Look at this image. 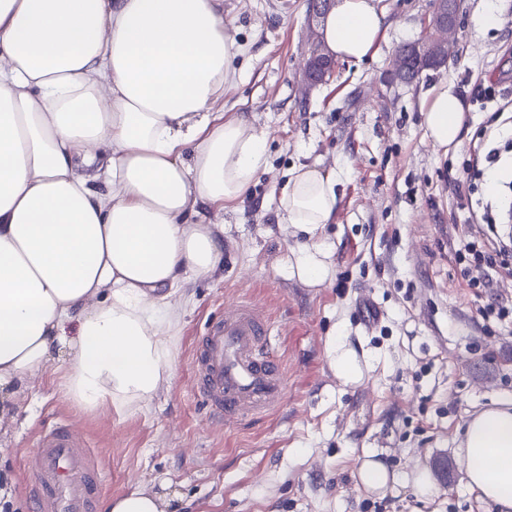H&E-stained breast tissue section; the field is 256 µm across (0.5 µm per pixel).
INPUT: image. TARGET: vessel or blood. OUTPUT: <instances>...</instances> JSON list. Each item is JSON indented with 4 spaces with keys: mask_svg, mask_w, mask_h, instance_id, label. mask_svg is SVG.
<instances>
[{
    "mask_svg": "<svg viewBox=\"0 0 512 512\" xmlns=\"http://www.w3.org/2000/svg\"><path fill=\"white\" fill-rule=\"evenodd\" d=\"M267 342L263 314L247 304L209 323L195 349V366L198 394L215 423L236 424L283 397V375L265 349ZM28 467L36 512H93L97 455L69 427L41 431Z\"/></svg>",
    "mask_w": 512,
    "mask_h": 512,
    "instance_id": "vessel-or-blood-1",
    "label": "vessel or blood"
}]
</instances>
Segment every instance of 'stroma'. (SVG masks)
I'll list each match as a JSON object with an SVG mask.
<instances>
[{"instance_id":"35a3bbf8","label":"stroma","mask_w":512,"mask_h":512,"mask_svg":"<svg viewBox=\"0 0 512 512\" xmlns=\"http://www.w3.org/2000/svg\"><path fill=\"white\" fill-rule=\"evenodd\" d=\"M389 27L373 58L338 61L304 90L309 0H224V21L249 52L218 112L247 115L267 136L268 167L244 200L224 209L232 265L195 284L167 393L130 415L83 414L55 388L23 392L0 436V473L15 482L14 512H33L27 460L46 428L66 425L99 455L100 498L141 486L172 512H496L465 489L454 439L468 416L512 397V317L483 319L491 301L512 307V279L476 294L456 264L467 210L448 182L463 177L467 147L512 99V0L497 27L479 26L483 0H460L457 54L414 83H389L397 48L418 39L433 0H380ZM451 86L465 107L462 144L444 152L422 106ZM492 99H485V92ZM308 164L341 174L339 207L322 239L335 277L310 286L290 273L303 233L280 224L277 196ZM263 312L268 351L285 396L237 425H216L196 392L195 343L237 305ZM346 336L367 361L346 386L326 357ZM389 470L452 477L434 495L398 485L365 492L364 450Z\"/></svg>"}]
</instances>
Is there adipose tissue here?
I'll return each instance as SVG.
<instances>
[{
  "mask_svg": "<svg viewBox=\"0 0 512 512\" xmlns=\"http://www.w3.org/2000/svg\"><path fill=\"white\" fill-rule=\"evenodd\" d=\"M378 0H335L321 23L342 60L372 58ZM244 48L224 0H0V426L22 389L51 378L85 413L132 414L165 393L192 283L224 265L226 205L267 168L266 137L214 106ZM435 146H459L451 88L423 107ZM335 173L294 168L281 223L307 239L292 271L332 276L320 242ZM331 370L358 383L344 337ZM456 456L478 501L512 512V400L473 415Z\"/></svg>",
  "mask_w": 512,
  "mask_h": 512,
  "instance_id": "ef3b65f1",
  "label": "adipose tissue"
}]
</instances>
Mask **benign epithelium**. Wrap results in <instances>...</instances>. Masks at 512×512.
Masks as SVG:
<instances>
[{"label": "benign epithelium", "mask_w": 512, "mask_h": 512, "mask_svg": "<svg viewBox=\"0 0 512 512\" xmlns=\"http://www.w3.org/2000/svg\"><path fill=\"white\" fill-rule=\"evenodd\" d=\"M459 9V0H434L432 13L425 22V29H439L444 33V37L421 38L411 42L413 55L427 65V68L444 66L456 55L457 44L452 38V32L458 23ZM335 68V57L326 49L321 36L314 35L304 65L305 81L309 85L325 83L333 77Z\"/></svg>", "instance_id": "obj_1"}]
</instances>
